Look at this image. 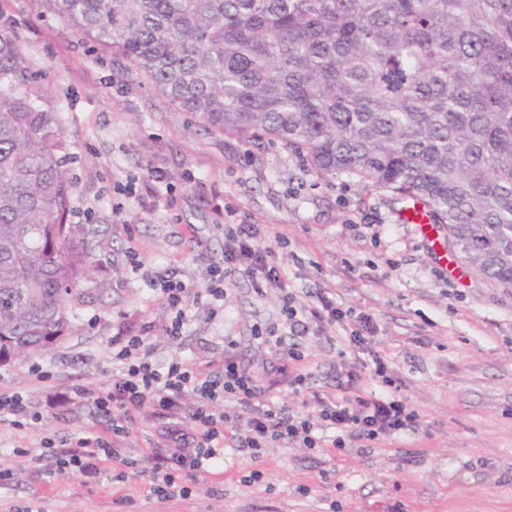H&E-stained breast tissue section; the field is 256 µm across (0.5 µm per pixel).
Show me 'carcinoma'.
Masks as SVG:
<instances>
[{"label": "carcinoma", "mask_w": 512, "mask_h": 512, "mask_svg": "<svg viewBox=\"0 0 512 512\" xmlns=\"http://www.w3.org/2000/svg\"><path fill=\"white\" fill-rule=\"evenodd\" d=\"M180 111L318 176L421 203L448 251L512 289V0H53ZM0 22V365L73 331L90 275L68 149Z\"/></svg>", "instance_id": "obj_1"}]
</instances>
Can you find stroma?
Returning <instances> with one entry per match:
<instances>
[{
  "instance_id": "stroma-1",
  "label": "stroma",
  "mask_w": 512,
  "mask_h": 512,
  "mask_svg": "<svg viewBox=\"0 0 512 512\" xmlns=\"http://www.w3.org/2000/svg\"><path fill=\"white\" fill-rule=\"evenodd\" d=\"M0 17L20 34L31 92L58 118L70 156L68 220L93 229L97 262L81 297L67 302L73 335L0 365V392L27 393L41 414L35 424L0 422V468L11 472L0 512H512V291L464 266L448 274L416 226L398 222L391 193L318 177L279 147L198 126L125 58L81 39L52 0H0ZM156 171L167 185L154 191ZM228 204L235 223L278 239L274 258L298 294L327 288L373 316L370 347L418 409V432L365 453L273 446L256 459L227 448L223 462L189 481L188 499L170 501L142 475L149 450L175 447L168 419L148 413L113 442L135 462L123 481L109 463L87 478L59 470L40 442L71 448L88 429L107 428L71 388H111L114 342L125 331L149 337L157 363L181 356L202 368L235 340L242 365L267 379L275 353L259 333L282 322L276 296L239 279L215 314L195 296L224 263ZM136 259L187 286L179 339L166 336L169 311L133 270ZM304 345L309 389L333 391L340 330ZM34 361L51 381L33 380ZM254 470L262 478L248 482Z\"/></svg>"
}]
</instances>
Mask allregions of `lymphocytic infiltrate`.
Here are the masks:
<instances>
[{"label":"lymphocytic infiltrate","instance_id":"obj_1","mask_svg":"<svg viewBox=\"0 0 512 512\" xmlns=\"http://www.w3.org/2000/svg\"><path fill=\"white\" fill-rule=\"evenodd\" d=\"M240 278L248 280L256 293L271 290L280 300L283 325L271 328L266 338L276 356L271 380L261 383L229 350L208 372L182 357L161 367L152 359L147 337H122L116 353L121 372L111 388L96 393L81 386L74 390L77 397L91 398L98 415L109 421L110 430L86 431L72 453L58 458L59 468L90 476L97 473L101 461L128 466V459L112 440L129 436L148 407L156 416H180L191 424L190 432L174 435L176 441L190 445V452L150 456L146 472L150 490L168 499L189 497L188 480L205 465L216 463L224 447L249 450L255 458L274 444L333 454L417 432V410L396 394L397 383L384 358L375 352L362 364L340 362L335 391L312 393L301 409L279 400L274 394L278 386L298 394L308 384L301 337L336 326L348 347L361 350L376 326L370 314L355 312L323 289L300 301L275 262L272 247L263 243L253 224L225 225L224 264L212 270L208 285L196 296L209 303L223 300L229 285ZM150 284L173 313L166 328L168 336L178 339L185 323L186 286L169 274L152 278Z\"/></svg>","mask_w":512,"mask_h":512}]
</instances>
